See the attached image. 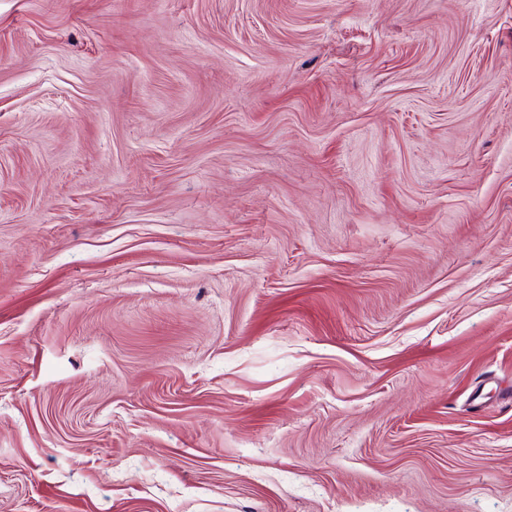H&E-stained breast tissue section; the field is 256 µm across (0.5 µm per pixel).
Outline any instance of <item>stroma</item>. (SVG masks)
I'll use <instances>...</instances> for the list:
<instances>
[{
	"mask_svg": "<svg viewBox=\"0 0 512 512\" xmlns=\"http://www.w3.org/2000/svg\"><path fill=\"white\" fill-rule=\"evenodd\" d=\"M0 512H512V0H0Z\"/></svg>",
	"mask_w": 512,
	"mask_h": 512,
	"instance_id": "stroma-1",
	"label": "stroma"
}]
</instances>
